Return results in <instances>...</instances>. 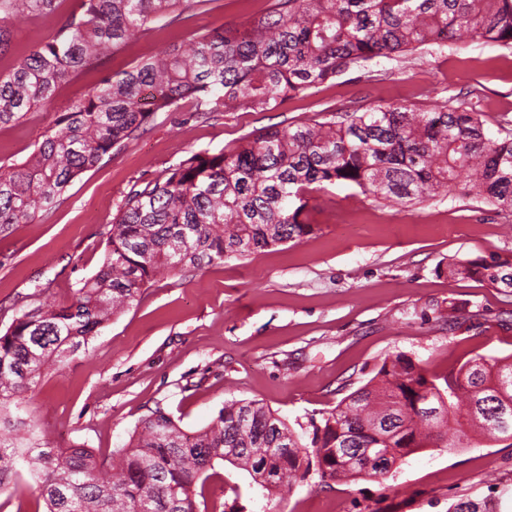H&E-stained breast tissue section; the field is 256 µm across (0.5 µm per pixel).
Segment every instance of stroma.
Returning a JSON list of instances; mask_svg holds the SVG:
<instances>
[{
  "label": "stroma",
  "instance_id": "1",
  "mask_svg": "<svg viewBox=\"0 0 512 512\" xmlns=\"http://www.w3.org/2000/svg\"><path fill=\"white\" fill-rule=\"evenodd\" d=\"M274 3L204 0L189 20L160 21L100 72L60 86L54 109L0 128V165L25 158L54 127L58 109L101 75L127 69L190 31L240 27ZM58 21L51 15L8 22L0 72ZM460 100L481 112L489 130L512 120V49L473 41L421 56L376 58L266 112L202 118L185 101L178 111L159 113L76 179L55 209L0 236V329L38 305L69 304L80 282L97 271L124 194L188 151L213 154L263 127L283 129L384 102ZM309 208L312 234L244 261H216L156 280L86 348L49 370L26 398L52 446L83 444L110 465L151 411L162 409L192 433L225 402L242 399L277 411L307 445L315 426L387 357L407 355L437 375L479 354L512 357V296L448 276L453 262L512 257V213L461 188L403 207L336 185L312 194ZM346 222L360 225L357 236H345ZM448 427L466 430L468 443L420 449L379 479L324 482L312 472L267 495L227 465L207 482L205 497L219 512H457L469 502L482 512H512V447L485 440L463 412Z\"/></svg>",
  "mask_w": 512,
  "mask_h": 512
}]
</instances>
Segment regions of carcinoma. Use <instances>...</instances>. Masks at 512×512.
<instances>
[{
  "label": "carcinoma",
  "mask_w": 512,
  "mask_h": 512,
  "mask_svg": "<svg viewBox=\"0 0 512 512\" xmlns=\"http://www.w3.org/2000/svg\"><path fill=\"white\" fill-rule=\"evenodd\" d=\"M63 0H0V53L6 24L60 13ZM194 0H77L44 40L0 74V128L17 126L54 100L71 76L97 70L162 18L185 19ZM481 40L512 47V0H277L236 29L191 32L127 70L105 75L62 109L22 162L0 166V234L48 212L68 186L136 137L159 112L191 100L198 112L269 110L362 61L428 46ZM491 138L481 113L456 106L379 103L284 129L254 131L216 154L191 152L140 188L112 221L99 270L63 307L38 306L0 334V494L3 478L26 473L45 512H200L196 497L227 463L272 493L303 465L321 479L381 478L389 465L448 444L450 415L512 447V362L477 355L456 371L429 373L403 354L324 418L321 437L303 445L258 401L224 404L206 427L187 433L156 410L107 471L82 445L43 440L33 416H14L45 370L85 347L155 277L250 255L313 232L308 195L358 187L400 205L463 184L496 210L512 212V128ZM452 275L512 293V261L456 262Z\"/></svg>",
  "instance_id": "1"
}]
</instances>
